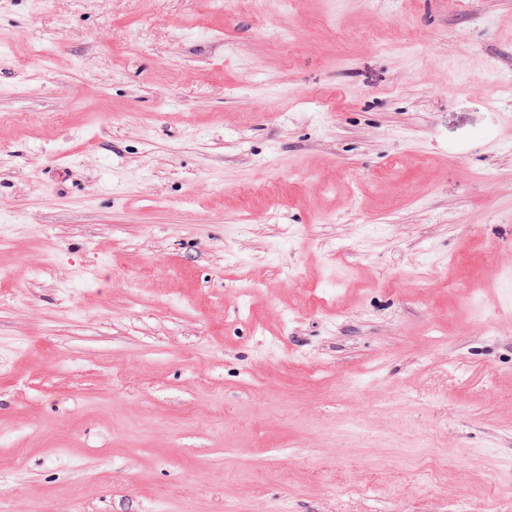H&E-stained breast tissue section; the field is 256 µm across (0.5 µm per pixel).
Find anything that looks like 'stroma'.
<instances>
[{
    "instance_id": "stroma-1",
    "label": "stroma",
    "mask_w": 512,
    "mask_h": 512,
    "mask_svg": "<svg viewBox=\"0 0 512 512\" xmlns=\"http://www.w3.org/2000/svg\"><path fill=\"white\" fill-rule=\"evenodd\" d=\"M0 0V512H512V0Z\"/></svg>"
}]
</instances>
